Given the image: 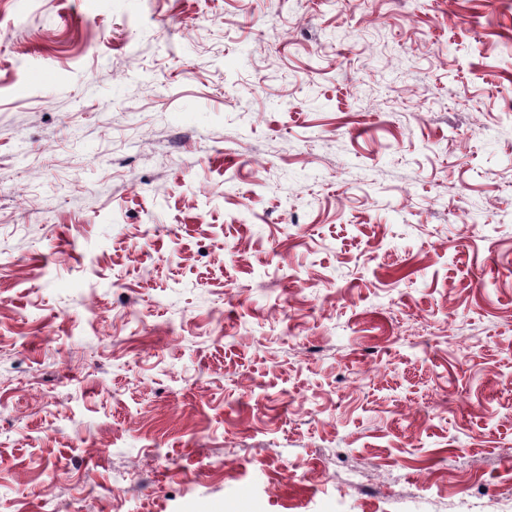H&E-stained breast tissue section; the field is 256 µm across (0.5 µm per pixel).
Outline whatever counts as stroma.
I'll list each match as a JSON object with an SVG mask.
<instances>
[{"mask_svg":"<svg viewBox=\"0 0 512 512\" xmlns=\"http://www.w3.org/2000/svg\"><path fill=\"white\" fill-rule=\"evenodd\" d=\"M0 512H512V0H0Z\"/></svg>","mask_w":512,"mask_h":512,"instance_id":"1","label":"stroma"}]
</instances>
